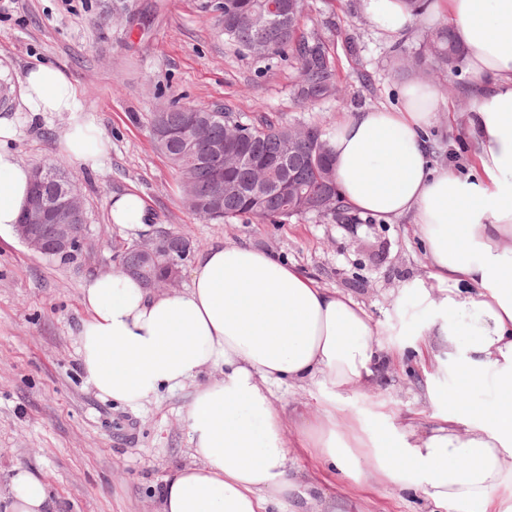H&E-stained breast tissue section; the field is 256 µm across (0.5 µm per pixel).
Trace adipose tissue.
Masks as SVG:
<instances>
[{
  "label": "adipose tissue",
  "instance_id": "1",
  "mask_svg": "<svg viewBox=\"0 0 512 512\" xmlns=\"http://www.w3.org/2000/svg\"><path fill=\"white\" fill-rule=\"evenodd\" d=\"M371 23L403 38L413 17L404 0H364ZM466 49L472 74L468 134L480 142L468 171L432 165L424 131L437 118L436 90L416 80L399 109L378 106L337 122L327 136L345 205L388 221L409 217L426 245L427 279L404 284L429 314L421 328L448 355L449 393L428 389L432 404L460 403L446 425L387 428L361 440L345 428L351 393L378 375L386 351L365 308L324 288L272 254L218 243L202 252L191 283L156 293L123 272L87 281L89 313L79 335L81 368L104 398L136 407L207 370L185 420L191 463L165 476L157 512H268L298 484L289 475L287 425L273 386L318 391L320 416L302 431L319 454L356 478L371 469L384 481L423 489L448 512H512V0H436ZM31 117L67 112L58 153L99 170L109 140L85 114L63 70L37 63L20 79ZM19 120L0 117V233L14 231L32 171L13 148ZM111 224L137 233L154 220L135 193L113 196ZM477 386L495 398L466 406ZM6 512H49L41 479L11 478Z\"/></svg>",
  "mask_w": 512,
  "mask_h": 512
}]
</instances>
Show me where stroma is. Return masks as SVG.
<instances>
[{
	"mask_svg": "<svg viewBox=\"0 0 512 512\" xmlns=\"http://www.w3.org/2000/svg\"><path fill=\"white\" fill-rule=\"evenodd\" d=\"M215 0H0V113L19 109V79L37 62L71 77L84 112L110 141L102 170L83 169L57 151L68 115L53 112L22 121L15 143L30 167L52 163L72 174L87 213V241L75 260H50L19 237L0 235V496L15 469L45 479L54 512H155L156 493L170 470L189 463L185 422L193 386L160 391L138 407L99 398L80 365L79 333L88 313L82 289L93 276L118 269L117 244L136 245L157 229L188 237L194 252L212 243L247 244L267 251L321 287L362 303L389 346L388 363L372 386L351 394L347 412L377 432L379 414L394 427H428L451 415L452 404L430 405L428 387L447 391V355L433 347L409 351L408 331L426 323L414 299L395 304L403 285L428 274L425 247L410 219L394 223L370 215L336 223L316 216L287 224L205 222L183 205L177 171L153 145L146 117L163 105L210 103L243 120L260 114L285 124L330 129L357 110L402 104L410 72L401 59L419 52L434 24L422 16L401 40L368 19L362 0H309L300 26L330 40L340 94L312 107L297 104L296 73L280 58L261 61L225 39L214 25ZM356 53H349L348 42ZM440 97L426 131L435 164L463 165L478 150L460 134L472 101ZM137 193L154 213L132 235L109 221L112 195ZM273 403L289 425L318 415L311 387H274ZM297 492L271 512H448L423 490L381 481L372 471L353 480L302 447L288 432Z\"/></svg>",
	"mask_w": 512,
	"mask_h": 512,
	"instance_id": "1",
	"label": "stroma"
}]
</instances>
